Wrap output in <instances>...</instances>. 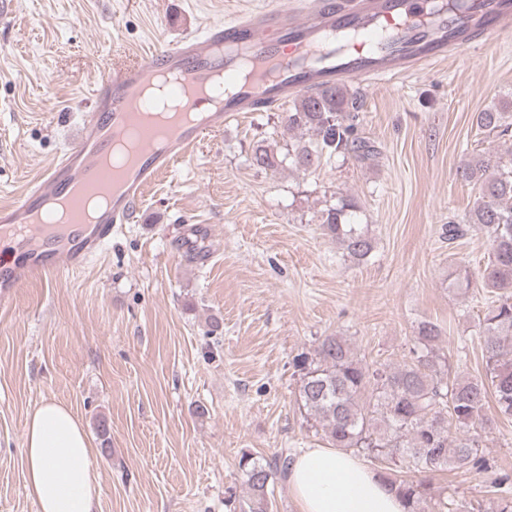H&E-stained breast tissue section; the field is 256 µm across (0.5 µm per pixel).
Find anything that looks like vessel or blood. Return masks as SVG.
<instances>
[{"label": "vessel or blood", "instance_id": "1", "mask_svg": "<svg viewBox=\"0 0 512 512\" xmlns=\"http://www.w3.org/2000/svg\"><path fill=\"white\" fill-rule=\"evenodd\" d=\"M512 34V0H275L112 67L96 85L71 145L15 201L0 205V303L25 281L76 272L175 161L246 112L278 109L329 86L403 78L465 48ZM168 74L188 116L165 140L144 129L143 85ZM141 128L138 160L111 174L114 142ZM105 196L92 217L83 198Z\"/></svg>", "mask_w": 512, "mask_h": 512}]
</instances>
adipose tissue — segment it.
<instances>
[{
	"label": "adipose tissue",
	"instance_id": "obj_1",
	"mask_svg": "<svg viewBox=\"0 0 512 512\" xmlns=\"http://www.w3.org/2000/svg\"><path fill=\"white\" fill-rule=\"evenodd\" d=\"M81 422L41 401L24 429L25 488L38 512H95L101 487ZM288 488L300 512H405L398 494L353 453L307 448L293 460Z\"/></svg>",
	"mask_w": 512,
	"mask_h": 512
}]
</instances>
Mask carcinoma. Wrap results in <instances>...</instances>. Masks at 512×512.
<instances>
[{"mask_svg": "<svg viewBox=\"0 0 512 512\" xmlns=\"http://www.w3.org/2000/svg\"><path fill=\"white\" fill-rule=\"evenodd\" d=\"M360 96L343 86L297 99L288 112V128L306 131L312 139L287 149L283 156L259 145L252 163L275 169L283 163L315 171L335 157L363 164L376 157V147L359 136ZM482 133L512 136V103L476 115ZM457 179L478 189L473 207L460 220L445 225L454 241L470 229L484 231L492 256L475 274L465 265L453 271L451 286H480L494 294L479 331L486 353V375L458 377L449 372L448 357L440 352L441 328L422 321L417 326L410 356L397 365L367 364L342 336L324 337L313 353H301L294 365L301 372L298 401L321 428L333 448L363 454L384 464L380 477L395 488L406 512H427L431 485L427 474L444 469H482L480 441L488 399L498 414L512 417V162L483 153L464 160ZM358 206L347 196L322 211V234L335 240L353 261H367L374 245L358 224ZM101 452L112 455L107 420H97ZM288 455L271 460L242 454L239 468L246 498L241 512H269L270 487L285 475Z\"/></svg>", "mask_w": 512, "mask_h": 512, "instance_id": "1", "label": "carcinoma"}]
</instances>
